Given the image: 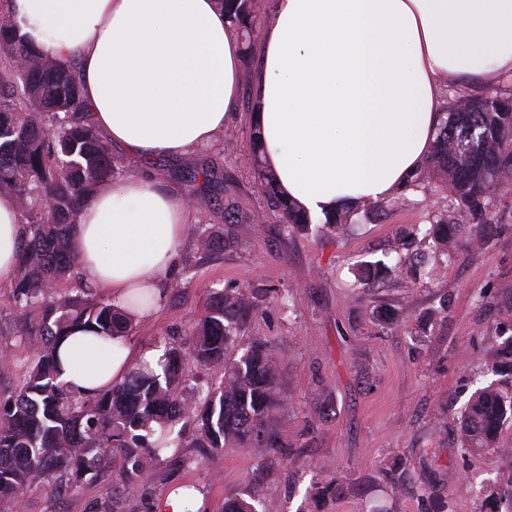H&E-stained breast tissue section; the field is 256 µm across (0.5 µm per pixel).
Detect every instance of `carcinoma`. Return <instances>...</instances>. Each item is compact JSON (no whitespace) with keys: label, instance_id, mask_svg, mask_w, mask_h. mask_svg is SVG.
<instances>
[{"label":"carcinoma","instance_id":"obj_1","mask_svg":"<svg viewBox=\"0 0 512 512\" xmlns=\"http://www.w3.org/2000/svg\"><path fill=\"white\" fill-rule=\"evenodd\" d=\"M224 20L246 37L252 27L247 0H218ZM452 102L466 99L469 111L452 108L441 121L425 166L408 187L453 188L457 209L432 217L416 233L448 254L453 237L474 217L489 221L505 207L512 174V96L470 95L449 86ZM258 189L291 232L310 229L311 218L285 200L275 175L261 161L251 133ZM118 168L112 150L95 128L72 67L43 55L20 34L15 17L0 13V194L16 200L24 218L25 240L10 304L17 313L14 335L30 352L22 382L0 395V504L17 506L36 476L67 477L78 483L96 475L107 459L119 463L120 480L144 486L151 462L169 448L282 447L271 428L285 406L276 350L261 338L240 347L237 325L259 309L256 291L220 292L193 325L186 341L165 346L162 373L147 365L129 371L104 392L79 396L59 381L56 344L74 331L111 339L133 329L135 314L99 296L84 282L71 231L81 204L112 183ZM355 209L326 217L325 226L343 231ZM397 253L395 267L415 274L424 255ZM392 270L385 260L364 264L359 281L369 283ZM489 369L512 372V336L486 353ZM223 376L196 405L182 397L188 387L187 360ZM512 418V393L495 383L470 397L460 425L464 452L481 455L495 447L500 424ZM193 438L185 442L186 428ZM488 498L512 503V469L496 478ZM224 512H275L252 487L224 496Z\"/></svg>","mask_w":512,"mask_h":512}]
</instances>
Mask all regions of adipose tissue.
<instances>
[{"mask_svg": "<svg viewBox=\"0 0 512 512\" xmlns=\"http://www.w3.org/2000/svg\"><path fill=\"white\" fill-rule=\"evenodd\" d=\"M43 54L74 62L96 127L131 155L177 157L222 132L239 93L241 44L217 0H8ZM252 121L282 194L309 215L373 205L426 162L442 80L512 75V0H275L262 32ZM191 222L183 197L145 175L103 186L73 235L85 281L126 308L157 296ZM24 228L0 195V286ZM163 349L77 332L62 381L82 395Z\"/></svg>", "mask_w": 512, "mask_h": 512, "instance_id": "adipose-tissue-1", "label": "adipose tissue"}]
</instances>
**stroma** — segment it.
Here are the masks:
<instances>
[{
    "label": "stroma",
    "mask_w": 512,
    "mask_h": 512,
    "mask_svg": "<svg viewBox=\"0 0 512 512\" xmlns=\"http://www.w3.org/2000/svg\"><path fill=\"white\" fill-rule=\"evenodd\" d=\"M261 39L242 46L240 94L228 129L213 144L150 162L119 145L112 155L123 175L141 171L174 194L196 176L203 205L192 222L223 236L224 248L203 252L187 234L175 274L158 280L154 310L136 319L134 344L156 346L182 338L219 291L268 289L260 310L239 329L242 342L260 336L281 358L286 406L274 425L286 446L272 457L258 448H228L213 458L204 448H180L151 464L142 487L122 486L116 464L95 478L50 493L34 479L23 512H160L166 494L196 486L210 512L224 496L259 484L279 512H488L480 493L512 465V420L501 425L496 448L464 455L461 412L479 387L499 381L486 352L512 335V208L497 211L482 243L458 238L448 256L432 257L411 277L386 273L354 287V265L392 252L400 232L424 226L428 213L451 200L437 187L411 191L406 202L359 214L344 233H291L269 210L254 184L250 147ZM239 213L226 223L227 206ZM399 316L388 326L376 318ZM335 481L320 497L318 486Z\"/></svg>",
    "instance_id": "1"
}]
</instances>
